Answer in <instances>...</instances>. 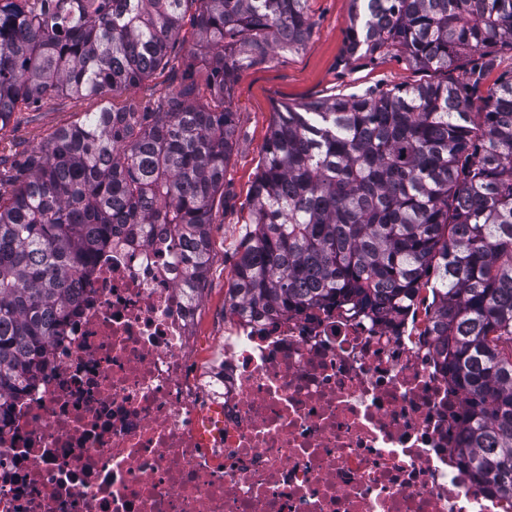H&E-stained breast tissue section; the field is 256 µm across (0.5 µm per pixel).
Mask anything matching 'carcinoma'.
<instances>
[{"mask_svg": "<svg viewBox=\"0 0 512 512\" xmlns=\"http://www.w3.org/2000/svg\"><path fill=\"white\" fill-rule=\"evenodd\" d=\"M308 0H0V129L52 95L112 98L0 170V407L35 380L78 279L112 238L180 247L199 299L213 205L235 146L234 77L297 49ZM348 51L426 69L512 50V0H354ZM190 55L207 82L142 105L129 88ZM483 70L276 107L228 295L241 314L425 308L464 398L457 467L512 499V78L475 112Z\"/></svg>", "mask_w": 512, "mask_h": 512, "instance_id": "cac0c4a2", "label": "carcinoma"}]
</instances>
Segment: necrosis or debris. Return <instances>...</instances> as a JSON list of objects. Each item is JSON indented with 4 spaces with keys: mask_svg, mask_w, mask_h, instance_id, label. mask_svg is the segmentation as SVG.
<instances>
[{
    "mask_svg": "<svg viewBox=\"0 0 512 512\" xmlns=\"http://www.w3.org/2000/svg\"><path fill=\"white\" fill-rule=\"evenodd\" d=\"M180 257L113 241L0 415V512H512L456 466L461 392L414 316L197 333Z\"/></svg>",
    "mask_w": 512,
    "mask_h": 512,
    "instance_id": "4bbe7bcc",
    "label": "necrosis or debris"
}]
</instances>
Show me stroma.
Here are the masks:
<instances>
[{
    "instance_id": "stroma-1",
    "label": "stroma",
    "mask_w": 512,
    "mask_h": 512,
    "mask_svg": "<svg viewBox=\"0 0 512 512\" xmlns=\"http://www.w3.org/2000/svg\"><path fill=\"white\" fill-rule=\"evenodd\" d=\"M307 8L312 28L299 49L255 58L235 75L231 109L236 121V147L224 177V198L213 207L210 270L198 314L201 333L218 341L223 338L235 253L245 233L252 185L275 107L338 95L360 96L437 78L436 73L413 67L399 55H350L347 35L352 0H309ZM176 74L190 75L200 85L207 76L202 63L188 70L179 62L174 70L158 71L130 88L126 97L135 101L156 98L171 86ZM103 105V100L97 98L56 96L38 108L15 113L8 127L0 131V158L9 164L21 160L26 151L44 143L55 130Z\"/></svg>"
}]
</instances>
